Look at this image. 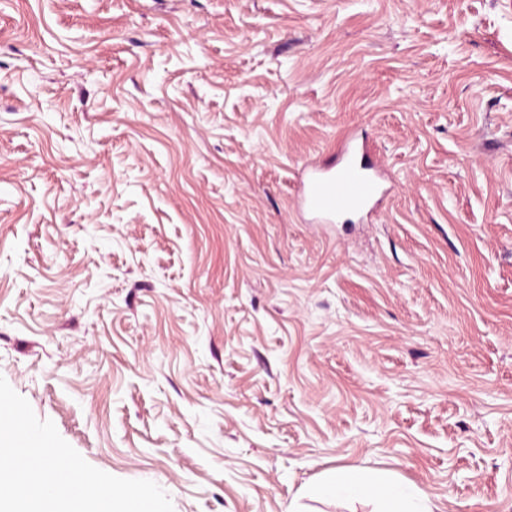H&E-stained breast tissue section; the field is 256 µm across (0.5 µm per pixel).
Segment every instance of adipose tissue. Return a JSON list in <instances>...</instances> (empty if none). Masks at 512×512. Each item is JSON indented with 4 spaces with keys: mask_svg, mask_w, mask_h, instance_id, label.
<instances>
[{
    "mask_svg": "<svg viewBox=\"0 0 512 512\" xmlns=\"http://www.w3.org/2000/svg\"><path fill=\"white\" fill-rule=\"evenodd\" d=\"M314 492L323 498L369 505L371 512H436V504L417 487L386 472L339 467L325 472Z\"/></svg>",
    "mask_w": 512,
    "mask_h": 512,
    "instance_id": "1",
    "label": "adipose tissue"
}]
</instances>
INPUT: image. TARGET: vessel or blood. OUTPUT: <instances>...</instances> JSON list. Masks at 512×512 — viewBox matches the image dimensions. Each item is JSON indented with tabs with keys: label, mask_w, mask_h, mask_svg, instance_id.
<instances>
[{
	"label": "vessel or blood",
	"mask_w": 512,
	"mask_h": 512,
	"mask_svg": "<svg viewBox=\"0 0 512 512\" xmlns=\"http://www.w3.org/2000/svg\"><path fill=\"white\" fill-rule=\"evenodd\" d=\"M299 206L319 224H332L346 211L370 209L382 192V173L366 144L346 138L332 165L308 164Z\"/></svg>",
	"instance_id": "b4317fda"
}]
</instances>
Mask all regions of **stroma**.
<instances>
[{
  "mask_svg": "<svg viewBox=\"0 0 512 512\" xmlns=\"http://www.w3.org/2000/svg\"><path fill=\"white\" fill-rule=\"evenodd\" d=\"M0 376L174 512H512V0H0ZM299 206L319 224H333L346 211L362 213L382 192V173L364 142L346 138L332 165L306 164ZM314 493L370 505V512H438L417 487L378 470L336 467L324 473Z\"/></svg>",
  "mask_w": 512,
  "mask_h": 512,
  "instance_id": "stroma-1",
  "label": "stroma"
}]
</instances>
